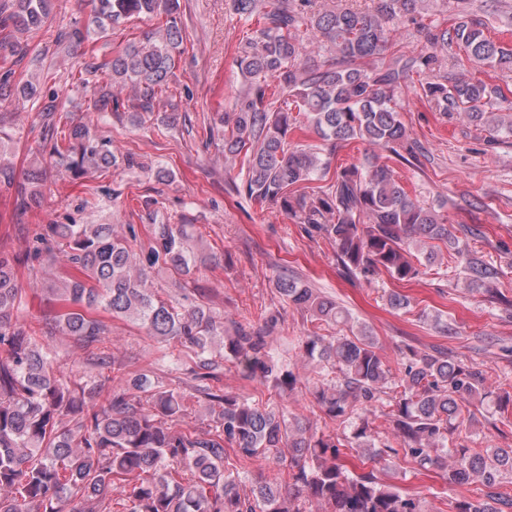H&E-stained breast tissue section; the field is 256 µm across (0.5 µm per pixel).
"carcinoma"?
<instances>
[{"instance_id":"cac0c4a2","label":"carcinoma","mask_w":512,"mask_h":512,"mask_svg":"<svg viewBox=\"0 0 512 512\" xmlns=\"http://www.w3.org/2000/svg\"><path fill=\"white\" fill-rule=\"evenodd\" d=\"M88 24L71 30L69 40L84 44L106 37L132 17H163L158 30L127 44L101 65L80 69L82 85L106 78L110 90L99 107L115 114L153 116L167 126L177 122L168 101L184 38L178 0H91ZM310 0H231L235 14L254 22L241 43L237 65L244 90L230 112L218 113L224 157H243L246 178L234 185L256 204H275L307 233L336 242L344 272L367 281L382 272L399 281L419 275L418 263L441 250L460 264L475 286L498 270L470 250L448 219L413 199L394 168L378 158L334 172L328 186L309 189L325 177L328 158L316 145H291L288 137L313 130L322 140H360L381 146L398 160L416 158L398 109L402 90L417 91L446 114L462 112L489 130L512 136L508 114L494 111L506 100L481 80H451L441 73L435 49L454 45L468 59L512 69V45L495 42L482 22L460 17L451 28L423 25L434 51L400 55L372 70L365 65L389 45V24L422 10L421 0H372L367 9L337 6L308 13ZM50 0H11L0 6V52H14L16 34L42 28ZM313 37L335 54L325 68L302 60L304 38ZM55 127L50 155L78 178L91 168L132 167L133 156L118 158L87 123H73L60 141ZM19 185L16 209L36 202L44 172L29 169ZM40 268H66L46 288L50 314L42 327L13 322L25 290L18 275L29 260ZM210 261L184 224H150L142 241L133 224L119 234L112 224H44L33 250L21 255L0 248V512H112V484L126 488L124 512H424L415 495L383 483L371 473L350 474L346 462L357 458L375 466L398 454L380 441V426L362 413L380 400L392 372L365 328L330 338L313 330L302 337L301 356L322 365L315 392L324 414L339 426L353 418L351 435L308 431L298 417L224 394L217 379L218 360L237 365L247 378L272 383L281 394L296 389L292 370L275 358L262 330L238 328L224 335V322L202 304L181 308L153 286L156 274L170 275L169 287L185 289L191 270ZM277 292L289 305L328 326L351 321L349 311L308 283L281 278ZM124 318L166 344L193 355L192 379L198 397L219 407L206 433L189 422L183 391L146 376L127 387L105 389L110 376L70 381L56 357L36 336L61 332L73 337L85 359L102 371L118 362L105 351L109 321ZM500 412L512 406V392L486 387L485 373L433 346L407 348L383 422L400 441L415 470L446 473L448 483H478L481 494L448 500V512H512V447H446L448 437L476 420L480 407ZM237 444L238 459L257 458L288 476V494L262 472L243 487L233 472L224 441Z\"/></svg>"}]
</instances>
